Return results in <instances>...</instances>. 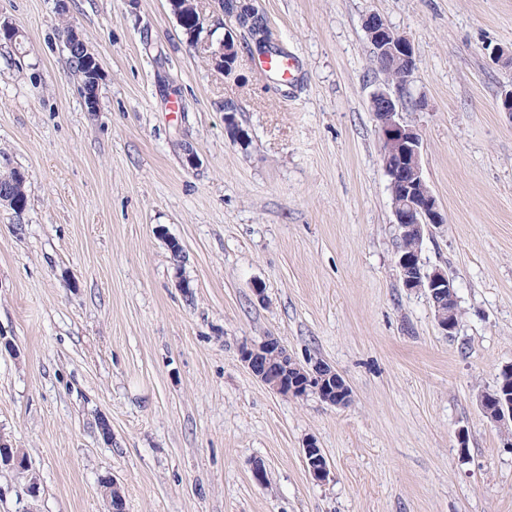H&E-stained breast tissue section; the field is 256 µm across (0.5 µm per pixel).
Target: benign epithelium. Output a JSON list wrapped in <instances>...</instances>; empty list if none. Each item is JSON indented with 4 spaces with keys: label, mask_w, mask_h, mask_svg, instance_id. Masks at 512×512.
Here are the masks:
<instances>
[{
    "label": "benign epithelium",
    "mask_w": 512,
    "mask_h": 512,
    "mask_svg": "<svg viewBox=\"0 0 512 512\" xmlns=\"http://www.w3.org/2000/svg\"><path fill=\"white\" fill-rule=\"evenodd\" d=\"M364 28L378 67L392 70L395 77L394 82H387L373 92L370 108L383 139L381 161L388 178L394 223L398 224L399 236L414 244L410 251L397 253L396 267L404 288L427 293L438 329L451 336L459 324L457 310L451 306L443 309L439 299L453 288V282L446 271L439 267L430 270L421 259L425 233L433 226L446 223V218L424 176L422 135L401 119L400 91L411 84L417 68L414 49L404 35L377 13L366 16ZM244 31L239 23L227 21L221 39L205 42L217 67L224 68V60L237 54L238 41L244 38ZM239 359L262 383L281 396L299 398L315 393L335 407H346L352 401V388L338 371L322 362L301 365L274 336L242 347ZM487 417L498 426L512 421V398L505 399L503 405L487 413ZM303 459L313 480L327 479V457L312 438L303 445ZM101 488L109 512H124L121 494L112 493L116 482L108 477L101 481Z\"/></svg>",
    "instance_id": "7a95c632"
}]
</instances>
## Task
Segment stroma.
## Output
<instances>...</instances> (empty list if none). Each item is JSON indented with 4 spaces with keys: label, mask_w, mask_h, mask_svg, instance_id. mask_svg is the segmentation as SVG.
Listing matches in <instances>:
<instances>
[{
    "label": "stroma",
    "mask_w": 512,
    "mask_h": 512,
    "mask_svg": "<svg viewBox=\"0 0 512 512\" xmlns=\"http://www.w3.org/2000/svg\"><path fill=\"white\" fill-rule=\"evenodd\" d=\"M260 3L291 78L244 46L224 74L168 0H0L23 34L0 41V172L28 199L0 205V437L31 462L0 469V512H108L106 476L125 512H512V450L477 403L512 364V64L490 57L512 49V0ZM372 12L418 59L402 118L447 218L421 257L453 281L451 336L395 264ZM67 24L101 64L98 111ZM268 336L352 403L273 393L239 360ZM26 177L24 172L19 169H12L5 173H0L1 188L7 190H15L17 194L16 206L11 194L8 191L0 193V204L11 207L15 211L24 210L27 205V196L24 191ZM302 449L305 466L313 480L317 482L326 481L329 476V468L323 449L318 448L312 438L307 439Z\"/></svg>",
    "instance_id": "stroma-1"
}]
</instances>
